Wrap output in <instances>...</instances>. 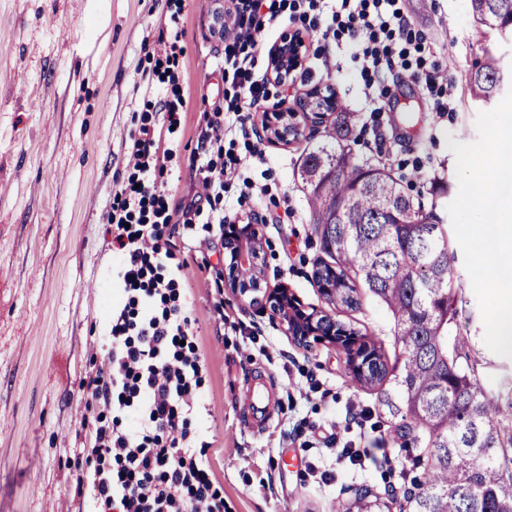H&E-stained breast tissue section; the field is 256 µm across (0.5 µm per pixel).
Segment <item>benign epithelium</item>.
<instances>
[{
    "label": "benign epithelium",
    "instance_id": "benign-epithelium-1",
    "mask_svg": "<svg viewBox=\"0 0 512 512\" xmlns=\"http://www.w3.org/2000/svg\"><path fill=\"white\" fill-rule=\"evenodd\" d=\"M303 35L294 31L285 34L274 46L270 55L271 69L281 84L288 83V77L303 62ZM299 132L295 114L274 112L265 116L264 133L286 141ZM224 252L229 256V263L224 266V287L236 295L250 298L252 302H262L272 315L281 319L285 332L297 344L308 346L316 343H341L347 347L354 342L345 330L338 331L332 326L326 330L318 322L322 313L306 312L301 308L297 298L283 287H263L266 267L265 240L260 224H226L224 225ZM253 268L254 277L243 280L238 277V268L242 264Z\"/></svg>",
    "mask_w": 512,
    "mask_h": 512
}]
</instances>
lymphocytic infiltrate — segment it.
<instances>
[{"instance_id": "obj_1", "label": "lymphocytic infiltrate", "mask_w": 512, "mask_h": 512, "mask_svg": "<svg viewBox=\"0 0 512 512\" xmlns=\"http://www.w3.org/2000/svg\"><path fill=\"white\" fill-rule=\"evenodd\" d=\"M224 16L238 42L220 59L234 96L213 103L191 157L197 191L169 209L157 179L164 154L154 129L131 135L133 172L116 186L108 216L112 250L119 262L112 276L122 284L112 306L104 364L90 375L84 397L91 421L76 449L78 487L88 488L80 512H224V484L212 467L203 408L209 371L186 312L189 290L184 265H169L176 228L223 224L224 188L236 176L239 158L225 156L228 133H246L249 114L266 98L256 68L269 32L281 25L279 0H227ZM396 0H294L300 16L327 11L324 28L342 30L362 62L364 94L388 96L380 73L400 74L405 54L395 41L414 36Z\"/></svg>"}]
</instances>
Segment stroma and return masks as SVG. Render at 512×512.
<instances>
[{
  "label": "stroma",
  "mask_w": 512,
  "mask_h": 512,
  "mask_svg": "<svg viewBox=\"0 0 512 512\" xmlns=\"http://www.w3.org/2000/svg\"><path fill=\"white\" fill-rule=\"evenodd\" d=\"M397 5L423 43L409 49L410 75L390 83L381 111L364 98L349 37L310 35L305 63L287 84L267 74L268 97L250 122L298 110L314 89H333L364 128L353 154L391 168L446 225L458 192L447 141H474L484 109L471 99L465 76L484 43L512 71V42L477 35L469 0ZM214 7V0H0V512H77V467L68 455L84 441L83 382L90 362L102 357L117 294L116 257L104 234L112 191L132 172L129 135L143 124L174 149L160 186L169 206L192 191L190 158L205 124L199 97L220 102L233 93L216 62L235 32L228 24L223 36L211 34ZM161 41L176 43L178 84L193 98L173 128L163 113L146 109L138 89ZM324 128L305 118L299 135L285 142L224 138L245 160L224 194L226 219L265 216V284L288 288L308 312L328 303L313 277L323 253L299 167ZM246 180L259 191L243 200ZM454 277L460 296L449 334L468 339L459 361L498 396L512 430V358L484 342L463 256L455 258ZM187 278L188 310L211 375L208 439L229 512H345L361 490L399 512L390 492L421 474L416 461L424 451L397 447L375 389L352 381L346 350L295 345L280 321L229 291L224 315L216 317L208 273L193 263ZM357 298L356 308L333 311L335 320L394 361L391 313L366 289ZM312 380L319 392L309 391ZM265 381L274 404L269 418L255 423L246 395ZM352 412L361 415L372 448L393 449V460L359 467L330 454V434Z\"/></svg>",
  "instance_id": "stroma-1"
}]
</instances>
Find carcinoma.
Listing matches in <instances>:
<instances>
[{"mask_svg":"<svg viewBox=\"0 0 512 512\" xmlns=\"http://www.w3.org/2000/svg\"><path fill=\"white\" fill-rule=\"evenodd\" d=\"M469 2L481 34L512 35V0ZM503 79L500 58L482 48L466 75L472 97L493 99ZM312 104L334 114L300 165L314 232L330 258L316 263L314 275L335 287L327 299L336 305H357V281L391 311L399 348L393 367L375 345L363 343L357 353L371 360L353 381L379 385L395 439L427 449L422 476L405 492L400 512H512V457L498 455L504 447L498 400L450 354L465 338H448L458 298L448 231L392 170L347 149L356 113L335 102Z\"/></svg>","mask_w":512,"mask_h":512,"instance_id":"cac0c4a2","label":"carcinoma"}]
</instances>
